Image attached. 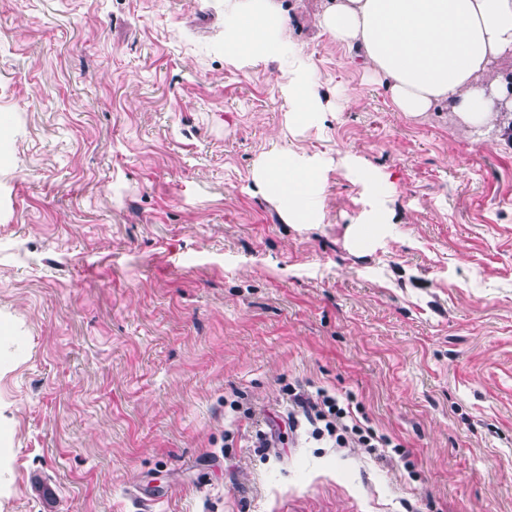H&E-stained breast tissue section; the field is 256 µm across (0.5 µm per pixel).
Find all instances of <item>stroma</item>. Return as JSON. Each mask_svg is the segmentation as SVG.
Here are the masks:
<instances>
[{"instance_id": "1", "label": "stroma", "mask_w": 512, "mask_h": 512, "mask_svg": "<svg viewBox=\"0 0 512 512\" xmlns=\"http://www.w3.org/2000/svg\"><path fill=\"white\" fill-rule=\"evenodd\" d=\"M271 4L290 54L240 68L224 0H0V512L34 473L60 512H512V129L394 111L321 0ZM301 63L325 121L286 138ZM275 145L389 174L390 235L348 253L336 169L284 224ZM289 385L392 447L290 431Z\"/></svg>"}]
</instances>
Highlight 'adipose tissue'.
I'll use <instances>...</instances> for the list:
<instances>
[{
    "label": "adipose tissue",
    "mask_w": 512,
    "mask_h": 512,
    "mask_svg": "<svg viewBox=\"0 0 512 512\" xmlns=\"http://www.w3.org/2000/svg\"><path fill=\"white\" fill-rule=\"evenodd\" d=\"M242 2L224 23L226 55L243 66L284 56L283 12L269 0ZM318 26L357 52L384 84L393 109L405 116L444 109L468 129L484 133L512 112V76L498 67L512 58V0H325ZM279 88L291 107L286 132L320 123L323 106L307 66H298ZM338 164L375 199L345 232L348 252L363 256L387 233L394 188L353 156ZM328 169L319 155L276 145L255 161L252 182L284 223L310 229L325 218Z\"/></svg>",
    "instance_id": "ef3b65f1"
}]
</instances>
